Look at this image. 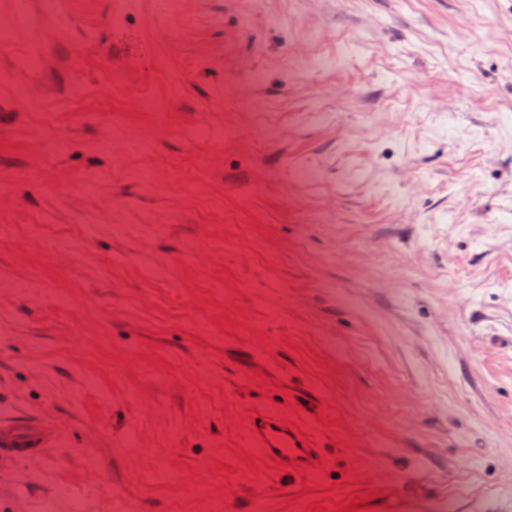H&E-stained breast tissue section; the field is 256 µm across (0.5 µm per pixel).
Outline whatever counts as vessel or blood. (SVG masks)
I'll use <instances>...</instances> for the list:
<instances>
[{
	"label": "vessel or blood",
	"instance_id": "b4317fda",
	"mask_svg": "<svg viewBox=\"0 0 512 512\" xmlns=\"http://www.w3.org/2000/svg\"><path fill=\"white\" fill-rule=\"evenodd\" d=\"M312 433L306 422L289 421L278 408L262 406L253 410L245 423L243 441L263 470L301 479L319 475L327 467ZM53 436V428L41 422L2 421L0 458L18 461L38 457Z\"/></svg>",
	"mask_w": 512,
	"mask_h": 512
}]
</instances>
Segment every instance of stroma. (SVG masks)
Segmentation results:
<instances>
[{
	"mask_svg": "<svg viewBox=\"0 0 512 512\" xmlns=\"http://www.w3.org/2000/svg\"><path fill=\"white\" fill-rule=\"evenodd\" d=\"M24 3L0 420L58 438L0 512H512V0ZM266 404L321 475L238 456Z\"/></svg>",
	"mask_w": 512,
	"mask_h": 512,
	"instance_id": "35a3bbf8",
	"label": "stroma"
}]
</instances>
